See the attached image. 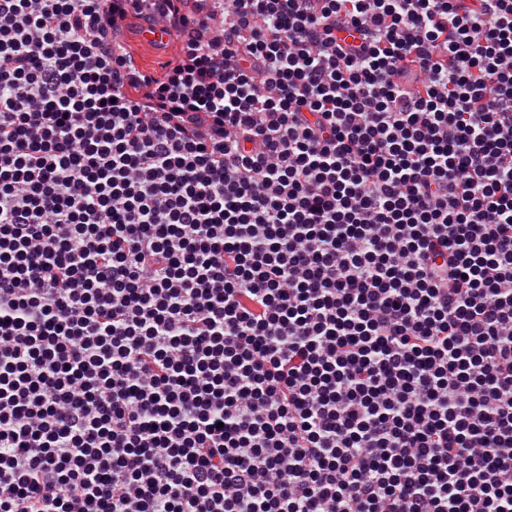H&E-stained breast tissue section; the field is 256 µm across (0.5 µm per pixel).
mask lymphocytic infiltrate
<instances>
[{
	"label": "lymphocytic infiltrate",
	"mask_w": 512,
	"mask_h": 512,
	"mask_svg": "<svg viewBox=\"0 0 512 512\" xmlns=\"http://www.w3.org/2000/svg\"><path fill=\"white\" fill-rule=\"evenodd\" d=\"M0 512H512V0H0ZM144 23L142 19L135 17H130L125 21L124 46L135 54L143 69L164 73L168 69L169 61L173 60L178 52V43L175 49L167 50L163 46L142 41L139 37V29Z\"/></svg>",
	"instance_id": "obj_1"
}]
</instances>
